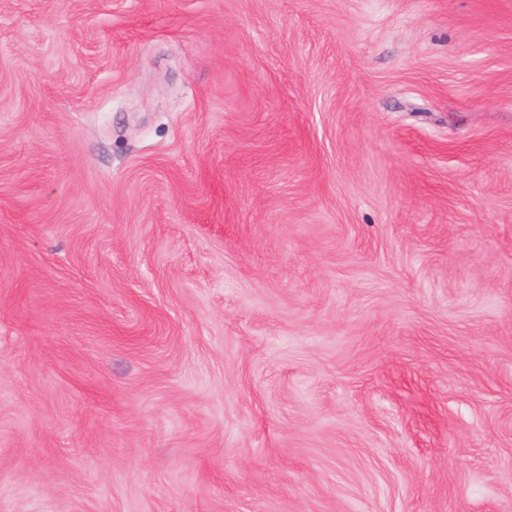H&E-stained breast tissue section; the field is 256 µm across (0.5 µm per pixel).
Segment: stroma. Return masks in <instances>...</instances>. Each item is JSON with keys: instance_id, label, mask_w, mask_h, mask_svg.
I'll use <instances>...</instances> for the list:
<instances>
[{"instance_id": "1", "label": "stroma", "mask_w": 512, "mask_h": 512, "mask_svg": "<svg viewBox=\"0 0 512 512\" xmlns=\"http://www.w3.org/2000/svg\"><path fill=\"white\" fill-rule=\"evenodd\" d=\"M0 512H512V0H0Z\"/></svg>"}]
</instances>
